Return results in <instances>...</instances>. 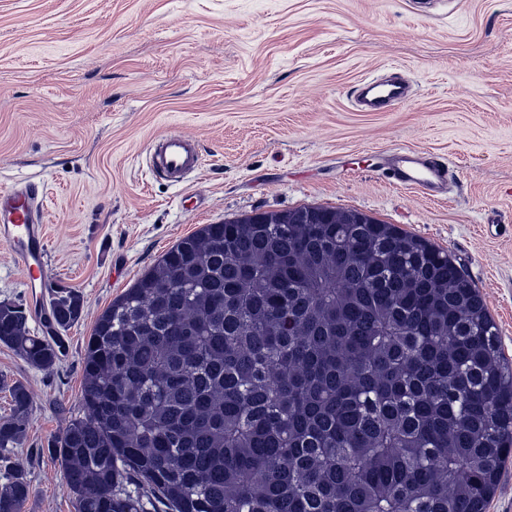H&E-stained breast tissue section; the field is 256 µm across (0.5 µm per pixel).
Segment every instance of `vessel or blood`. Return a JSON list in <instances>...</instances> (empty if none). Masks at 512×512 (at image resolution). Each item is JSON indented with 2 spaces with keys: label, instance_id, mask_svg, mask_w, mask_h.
Segmentation results:
<instances>
[{
  "label": "vessel or blood",
  "instance_id": "b4317fda",
  "mask_svg": "<svg viewBox=\"0 0 512 512\" xmlns=\"http://www.w3.org/2000/svg\"><path fill=\"white\" fill-rule=\"evenodd\" d=\"M409 99L407 87L398 80H370L360 93L362 110L389 112ZM385 170L396 185L414 188L424 196L442 195L453 171L446 158L429 151L395 148L381 156ZM202 156L194 137L173 132L155 138L149 150V165L155 177L184 182L196 172ZM43 203L32 186L0 194V243L22 265L28 287H49L45 267L48 239L41 213Z\"/></svg>",
  "mask_w": 512,
  "mask_h": 512
}]
</instances>
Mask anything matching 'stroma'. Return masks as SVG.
I'll use <instances>...</instances> for the list:
<instances>
[{"label": "stroma", "instance_id": "1", "mask_svg": "<svg viewBox=\"0 0 512 512\" xmlns=\"http://www.w3.org/2000/svg\"><path fill=\"white\" fill-rule=\"evenodd\" d=\"M398 73L412 97L358 111L364 79ZM193 135L202 166L174 184L152 139ZM451 161L448 192L392 183L374 153ZM43 196L53 284L84 300L53 370L0 344V377L33 407L11 460L24 512H76L48 452L81 415L82 358L98 317L203 225L301 206L354 209L447 250L484 294L512 360V0H0V192ZM197 209H189L187 197ZM0 302L29 310L0 244Z\"/></svg>", "mask_w": 512, "mask_h": 512}]
</instances>
